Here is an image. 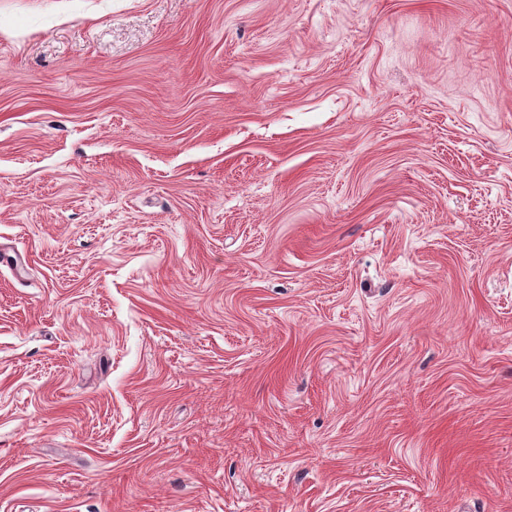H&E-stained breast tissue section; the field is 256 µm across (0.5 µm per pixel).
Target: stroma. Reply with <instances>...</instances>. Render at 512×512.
<instances>
[{"mask_svg":"<svg viewBox=\"0 0 512 512\" xmlns=\"http://www.w3.org/2000/svg\"><path fill=\"white\" fill-rule=\"evenodd\" d=\"M0 512H512V0H0Z\"/></svg>","mask_w":512,"mask_h":512,"instance_id":"obj_1","label":"stroma"}]
</instances>
